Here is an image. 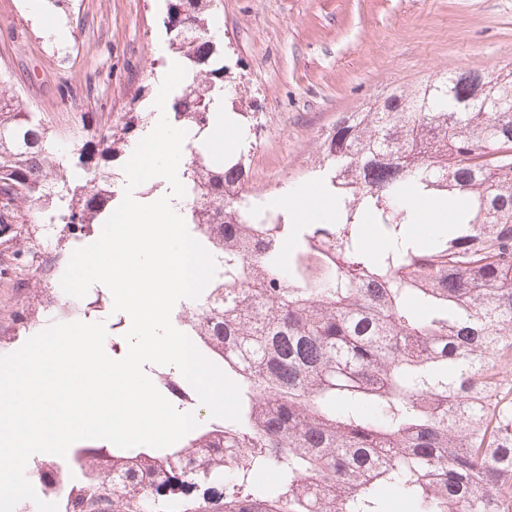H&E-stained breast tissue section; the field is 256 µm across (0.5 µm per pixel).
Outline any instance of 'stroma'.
<instances>
[{
	"mask_svg": "<svg viewBox=\"0 0 512 512\" xmlns=\"http://www.w3.org/2000/svg\"><path fill=\"white\" fill-rule=\"evenodd\" d=\"M165 13V0H70L48 11L71 34L57 46L26 0H0V80L70 153L125 113L149 111L169 44ZM210 21L224 84L236 90L224 109L251 124L247 186L269 200L297 183L325 192L311 168L340 113L435 74L512 63V0H212ZM36 245L0 237V355L22 347L57 303L29 266Z\"/></svg>",
	"mask_w": 512,
	"mask_h": 512,
	"instance_id": "35a3bbf8",
	"label": "stroma"
}]
</instances>
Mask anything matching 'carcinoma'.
Instances as JSON below:
<instances>
[{
  "instance_id": "1",
  "label": "carcinoma",
  "mask_w": 512,
  "mask_h": 512,
  "mask_svg": "<svg viewBox=\"0 0 512 512\" xmlns=\"http://www.w3.org/2000/svg\"><path fill=\"white\" fill-rule=\"evenodd\" d=\"M169 48L186 69L171 100L197 135L187 212L217 273L178 323L241 391V419L196 428L178 448L76 451L80 483L58 512H512V67L437 75L348 112L315 171L334 224L283 223L249 194L244 153L199 139L224 105L207 37L211 0H166ZM152 118L153 113L144 115ZM65 160L35 113L0 91V234L24 210L103 224L112 160L142 120ZM463 204L432 243L410 231L409 188ZM374 225L384 240L366 251ZM55 491L65 476L38 468Z\"/></svg>"
}]
</instances>
